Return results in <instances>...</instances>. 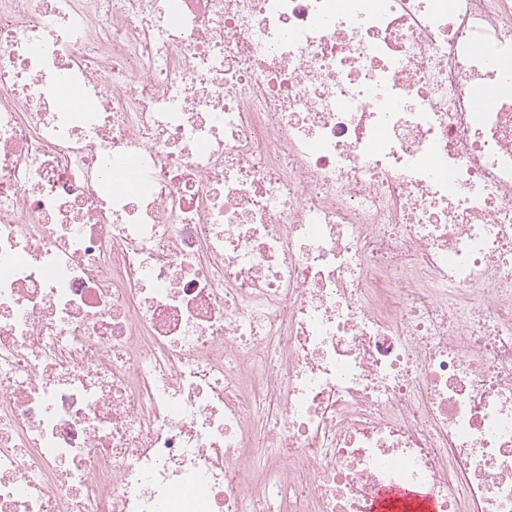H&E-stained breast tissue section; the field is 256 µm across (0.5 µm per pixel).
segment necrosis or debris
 <instances>
[{"mask_svg":"<svg viewBox=\"0 0 512 512\" xmlns=\"http://www.w3.org/2000/svg\"><path fill=\"white\" fill-rule=\"evenodd\" d=\"M511 82L512 0H0V512H512Z\"/></svg>","mask_w":512,"mask_h":512,"instance_id":"1","label":"necrosis or debris"}]
</instances>
